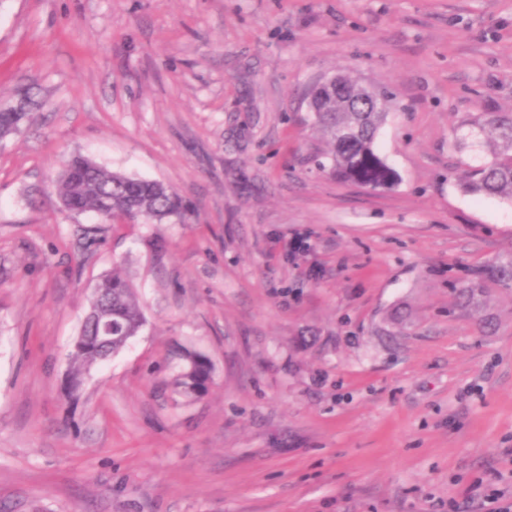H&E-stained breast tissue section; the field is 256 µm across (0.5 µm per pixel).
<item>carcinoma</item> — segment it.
Listing matches in <instances>:
<instances>
[{
    "label": "carcinoma",
    "mask_w": 512,
    "mask_h": 512,
    "mask_svg": "<svg viewBox=\"0 0 512 512\" xmlns=\"http://www.w3.org/2000/svg\"><path fill=\"white\" fill-rule=\"evenodd\" d=\"M390 92L365 87L346 75L322 80L309 94L308 106L328 149L318 168L341 182L379 189L393 186L396 170L378 150V137L388 112ZM32 119L30 112H0V138L20 130ZM458 146L491 142V159L473 167L466 176L464 190L474 196L500 197L512 201V112H483L469 124V131L455 138ZM56 194L64 209L91 214L103 220V200L112 203V217L133 222L160 223L183 217L182 204L165 184L110 170L95 160L77 154L59 174ZM512 282V259L478 272L458 287L462 306L476 309L487 293V283ZM104 296L90 297L87 313L76 339L80 346L70 357L68 388L77 390L90 371L118 353L120 341L101 338L98 316L101 306L112 309L117 324L113 336H136L144 318L129 282L117 273L99 279ZM182 364L173 380L174 389L187 397L206 394L213 377L210 359L200 353L181 355Z\"/></svg>",
    "instance_id": "cac0c4a2"
}]
</instances>
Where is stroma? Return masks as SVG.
I'll return each mask as SVG.
<instances>
[{
  "label": "stroma",
  "mask_w": 512,
  "mask_h": 512,
  "mask_svg": "<svg viewBox=\"0 0 512 512\" xmlns=\"http://www.w3.org/2000/svg\"><path fill=\"white\" fill-rule=\"evenodd\" d=\"M395 95L387 189L313 163L308 95ZM0 504L10 512H486L512 506V202L462 184L512 111V0H0ZM173 188L185 219L101 226L53 189L73 153ZM301 250H294L295 242ZM145 324L74 393L94 283ZM208 394L171 385L178 353ZM32 114L27 107L26 92L24 91L19 93L16 105L1 104L0 138L19 131L24 123L32 119ZM512 282V259L507 263L496 264L478 272L476 276L458 287L461 306L478 309L482 298L487 293L486 283ZM183 361L173 380L174 389L187 397H199L206 394L213 377V365L210 359L200 353L181 355Z\"/></svg>",
  "instance_id": "35a3bbf8"
}]
</instances>
